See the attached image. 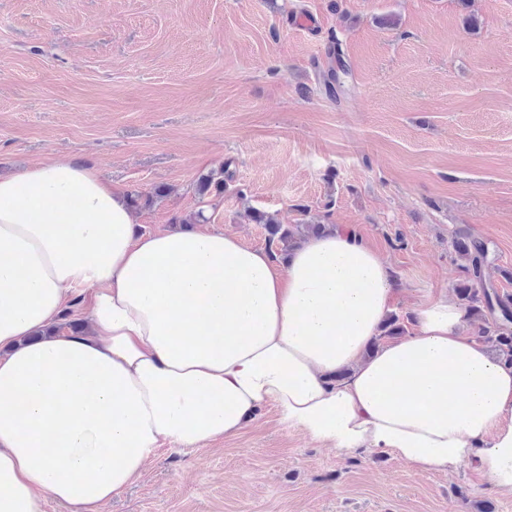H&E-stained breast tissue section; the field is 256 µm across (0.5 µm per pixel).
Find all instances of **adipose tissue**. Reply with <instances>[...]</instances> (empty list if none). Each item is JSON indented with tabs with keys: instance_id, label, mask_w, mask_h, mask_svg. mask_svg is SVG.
Listing matches in <instances>:
<instances>
[{
	"instance_id": "ef3b65f1",
	"label": "adipose tissue",
	"mask_w": 512,
	"mask_h": 512,
	"mask_svg": "<svg viewBox=\"0 0 512 512\" xmlns=\"http://www.w3.org/2000/svg\"><path fill=\"white\" fill-rule=\"evenodd\" d=\"M136 222L80 163L0 175V512H99L163 445L234 436L266 404L339 454L472 464L512 493V366L452 296L416 302L411 333L371 354L397 280L352 228L280 262ZM87 293L89 333H55Z\"/></svg>"
}]
</instances>
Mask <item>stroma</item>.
<instances>
[{
    "mask_svg": "<svg viewBox=\"0 0 512 512\" xmlns=\"http://www.w3.org/2000/svg\"><path fill=\"white\" fill-rule=\"evenodd\" d=\"M334 42L351 67L338 101ZM59 156L127 193L166 188L136 210L141 233L201 211L265 250L247 210L348 225L391 263L407 321L469 278L461 230L489 248L484 286L512 298V0H0V172ZM219 169L223 195L200 197ZM485 507L512 512V495L475 465L342 456L267 405L236 436L164 446L101 512Z\"/></svg>",
    "mask_w": 512,
    "mask_h": 512,
    "instance_id": "35a3bbf8",
    "label": "stroma"
}]
</instances>
